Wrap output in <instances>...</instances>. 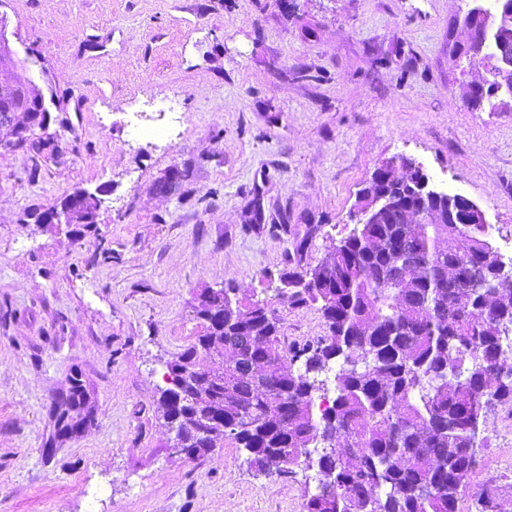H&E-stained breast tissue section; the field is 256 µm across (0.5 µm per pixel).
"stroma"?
Here are the masks:
<instances>
[{"label": "stroma", "instance_id": "obj_1", "mask_svg": "<svg viewBox=\"0 0 512 512\" xmlns=\"http://www.w3.org/2000/svg\"><path fill=\"white\" fill-rule=\"evenodd\" d=\"M484 0H5L54 104L33 144L0 125V512H303L316 470L252 468L232 441L169 452L167 362L202 330L201 292L275 304L283 342L325 335L287 307L375 168L411 159L512 242V94L469 99L492 67L463 26ZM167 123L159 139L139 121ZM96 222L46 225L74 191ZM82 385L71 435L56 416ZM459 512H512V403L489 411Z\"/></svg>", "mask_w": 512, "mask_h": 512}]
</instances>
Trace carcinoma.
<instances>
[{
	"instance_id": "obj_1",
	"label": "carcinoma",
	"mask_w": 512,
	"mask_h": 512,
	"mask_svg": "<svg viewBox=\"0 0 512 512\" xmlns=\"http://www.w3.org/2000/svg\"><path fill=\"white\" fill-rule=\"evenodd\" d=\"M280 281L279 302L317 307L328 334L286 350L268 303L242 304L231 288L200 293L203 333L170 362L159 406L183 447H204L193 426L205 419L258 472L317 466L328 484L304 512H457L489 401L512 402V381L500 379L512 263L484 226L464 236L453 224H356L319 265ZM366 353L374 362L342 367L332 404L316 414V375Z\"/></svg>"
}]
</instances>
